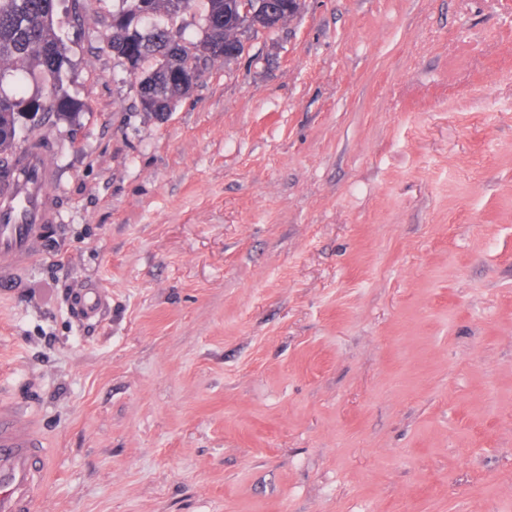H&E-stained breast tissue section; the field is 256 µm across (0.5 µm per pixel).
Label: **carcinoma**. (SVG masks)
Listing matches in <instances>:
<instances>
[{
    "label": "carcinoma",
    "mask_w": 512,
    "mask_h": 512,
    "mask_svg": "<svg viewBox=\"0 0 512 512\" xmlns=\"http://www.w3.org/2000/svg\"><path fill=\"white\" fill-rule=\"evenodd\" d=\"M203 2L202 38L171 44L174 22ZM80 0H0V164L16 157L22 137L31 136L38 116L73 121L82 105L60 94L71 71L68 45L56 16ZM104 39L112 55L137 81L140 108L148 115L172 110L207 64L235 49L238 29L224 24V0H119Z\"/></svg>",
    "instance_id": "obj_1"
}]
</instances>
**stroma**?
<instances>
[{"label":"stroma","instance_id":"1","mask_svg":"<svg viewBox=\"0 0 512 512\" xmlns=\"http://www.w3.org/2000/svg\"><path fill=\"white\" fill-rule=\"evenodd\" d=\"M81 3L0 295L45 512H512V0H298L160 117ZM0 183V292L41 255L46 224L57 222L52 207L48 155L38 146Z\"/></svg>","mask_w":512,"mask_h":512}]
</instances>
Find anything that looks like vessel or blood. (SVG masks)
I'll return each instance as SVG.
<instances>
[{
	"instance_id": "b4317fda",
	"label": "vessel or blood",
	"mask_w": 512,
	"mask_h": 512,
	"mask_svg": "<svg viewBox=\"0 0 512 512\" xmlns=\"http://www.w3.org/2000/svg\"><path fill=\"white\" fill-rule=\"evenodd\" d=\"M48 155L29 147L0 177V292L41 254L46 225L56 223ZM50 469L46 443L26 410L0 402V512H33Z\"/></svg>"
}]
</instances>
